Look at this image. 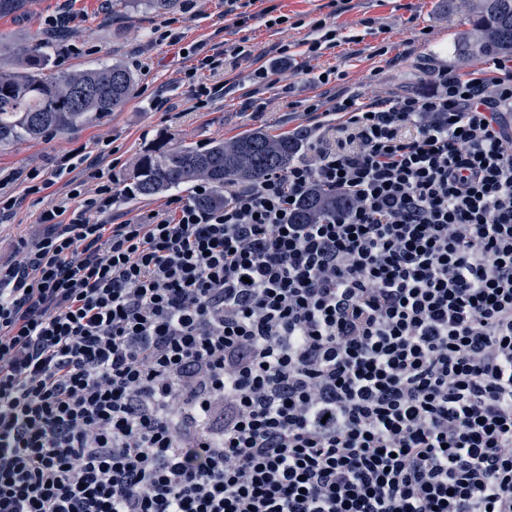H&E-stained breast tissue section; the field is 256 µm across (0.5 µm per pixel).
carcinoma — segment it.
<instances>
[{
	"instance_id": "cac0c4a2",
	"label": "carcinoma",
	"mask_w": 512,
	"mask_h": 512,
	"mask_svg": "<svg viewBox=\"0 0 512 512\" xmlns=\"http://www.w3.org/2000/svg\"><path fill=\"white\" fill-rule=\"evenodd\" d=\"M136 6L167 13L179 0H134ZM29 0H0V16L26 11ZM463 60L512 55V0H476L471 30L458 39ZM135 74L120 64L77 71H54L41 38L14 50L10 69L0 70V147L72 131L88 121L120 109L134 94ZM302 143L296 136H274L263 129L246 131L230 140L201 148L183 141L161 140L145 151L129 174V194L151 197L198 182L210 193L197 195L200 208L224 204V181L253 183L271 171H286ZM352 202L319 187L311 190L292 216L294 224H315Z\"/></svg>"
}]
</instances>
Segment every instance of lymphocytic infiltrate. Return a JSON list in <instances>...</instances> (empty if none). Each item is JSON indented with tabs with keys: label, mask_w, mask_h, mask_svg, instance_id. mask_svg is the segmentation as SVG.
I'll return each mask as SVG.
<instances>
[{
	"label": "lymphocytic infiltrate",
	"mask_w": 512,
	"mask_h": 512,
	"mask_svg": "<svg viewBox=\"0 0 512 512\" xmlns=\"http://www.w3.org/2000/svg\"><path fill=\"white\" fill-rule=\"evenodd\" d=\"M331 109L211 210L116 221L106 143L0 169L1 223L86 198L0 257V512H512V56ZM315 186L351 207L292 223ZM64 181L65 179L49 190L53 192L51 196H46L47 194L24 196V186L16 187L15 195L19 198V203L7 223L2 224V226L0 223V253L2 256L13 253L14 244L20 237H28L37 232L38 226L36 224L40 211L51 202L55 203L66 196L68 188L64 187ZM40 197L44 199L38 200Z\"/></svg>",
	"instance_id": "lymphocytic-infiltrate-1"
}]
</instances>
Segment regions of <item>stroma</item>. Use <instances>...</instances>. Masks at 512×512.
<instances>
[{
    "mask_svg": "<svg viewBox=\"0 0 512 512\" xmlns=\"http://www.w3.org/2000/svg\"><path fill=\"white\" fill-rule=\"evenodd\" d=\"M273 5L288 15V24L266 27L262 13ZM249 11L252 19L243 28L226 13L224 0H179L178 9L167 15L119 0H33L28 12L0 17V41L6 46L0 69L12 64L10 45L39 34L50 40L55 70L121 63L137 77L134 97L120 109L68 134L0 148V168L49 170L74 148L92 151L97 143L111 141L112 211L120 219L135 220L165 202L161 196L131 197L125 182L134 160L159 140L203 146L251 128L294 135L310 122L309 100L326 102L338 91L363 102L396 97L426 90L431 69L446 67L464 76L488 65L484 59L458 61L456 44L470 27V13L453 0H347L341 11L331 0H253ZM330 14L339 42L319 58H308L302 48L307 22ZM163 24L180 36L179 47L158 40L155 29ZM242 39L253 46L254 57L228 65L223 75L228 93L209 107L196 108L179 81L181 70L193 62L194 47ZM279 44L290 45L289 62L273 53ZM382 46L388 52L381 56L377 50ZM261 66L274 70V84L254 83L252 73ZM329 69L336 70L338 80L320 83L319 74ZM159 97L166 101L161 109L155 105ZM45 206L37 196H20L7 223L0 225V254H12L17 240L37 232Z\"/></svg>",
    "mask_w": 512,
    "mask_h": 512,
    "instance_id": "stroma-1",
    "label": "stroma"
}]
</instances>
